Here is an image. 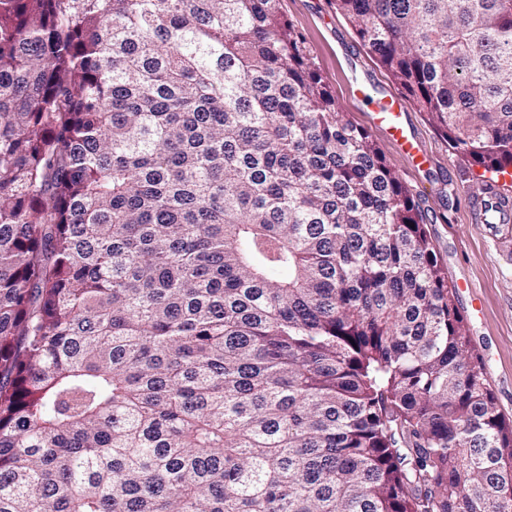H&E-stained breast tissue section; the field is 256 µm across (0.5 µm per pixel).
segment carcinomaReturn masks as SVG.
I'll list each match as a JSON object with an SVG mask.
<instances>
[{"mask_svg":"<svg viewBox=\"0 0 512 512\" xmlns=\"http://www.w3.org/2000/svg\"><path fill=\"white\" fill-rule=\"evenodd\" d=\"M512 166V0H334ZM0 512H512L409 191L277 0H0Z\"/></svg>","mask_w":512,"mask_h":512,"instance_id":"cac0c4a2","label":"carcinoma"}]
</instances>
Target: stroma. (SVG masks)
<instances>
[{
	"mask_svg": "<svg viewBox=\"0 0 512 512\" xmlns=\"http://www.w3.org/2000/svg\"><path fill=\"white\" fill-rule=\"evenodd\" d=\"M278 8L299 32L325 77L341 112L364 128L410 189L433 248L457 289L472 352L485 366L501 413L512 420V253L488 224L472 222L469 181L476 167L465 163L439 135L427 115L406 101L407 121L428 154L419 167L375 126L355 92L397 93L385 70L362 46L352 25L331 0H279Z\"/></svg>",
	"mask_w": 512,
	"mask_h": 512,
	"instance_id": "obj_1",
	"label": "stroma"
}]
</instances>
